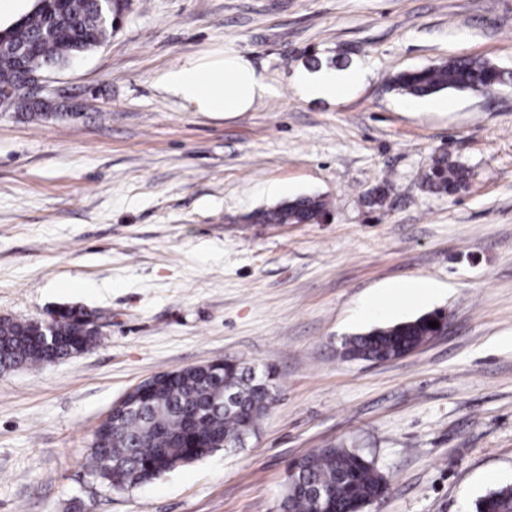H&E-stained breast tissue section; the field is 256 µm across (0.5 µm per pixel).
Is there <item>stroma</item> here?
Returning a JSON list of instances; mask_svg holds the SVG:
<instances>
[{
    "mask_svg": "<svg viewBox=\"0 0 512 512\" xmlns=\"http://www.w3.org/2000/svg\"><path fill=\"white\" fill-rule=\"evenodd\" d=\"M228 49L272 87L249 111L161 87L179 59ZM452 58L512 70V0H130L104 45L50 74L72 116L0 114V317L69 304L100 324L88 351L0 374V512H279L293 459L328 446L387 479L366 512H475L512 484V86H387ZM315 60L366 75L305 100L291 78ZM443 152L471 171L451 197L423 184ZM308 194L323 221L249 219ZM418 279L430 302L355 319ZM436 310L445 332L411 355H342ZM224 359L276 375L245 447L121 493L92 478L93 434L126 391Z\"/></svg>",
    "mask_w": 512,
    "mask_h": 512,
    "instance_id": "stroma-1",
    "label": "stroma"
}]
</instances>
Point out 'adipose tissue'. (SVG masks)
<instances>
[{"mask_svg": "<svg viewBox=\"0 0 512 512\" xmlns=\"http://www.w3.org/2000/svg\"><path fill=\"white\" fill-rule=\"evenodd\" d=\"M359 78L356 72L342 79L333 75L314 79L300 73L294 83L300 96L335 100L343 97L348 87ZM160 83L184 106L198 112H245L269 93L268 84L237 52L209 60L183 58L161 75Z\"/></svg>", "mask_w": 512, "mask_h": 512, "instance_id": "adipose-tissue-1", "label": "adipose tissue"}]
</instances>
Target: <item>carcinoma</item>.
<instances>
[{
    "label": "carcinoma",
    "instance_id": "obj_1",
    "mask_svg": "<svg viewBox=\"0 0 512 512\" xmlns=\"http://www.w3.org/2000/svg\"><path fill=\"white\" fill-rule=\"evenodd\" d=\"M112 33V25L96 17L95 0H67L65 9L52 13H29L15 32L14 41L31 44L33 51L21 58L10 47L0 48V89L18 86L31 71L66 66L73 56L99 47ZM503 83L512 84V71H503L487 60L454 58L438 65L401 71L389 85L398 93L415 98L444 90L490 93ZM13 109L26 119L46 116L43 106L24 96ZM469 170L442 154L434 158L425 175V185L434 194L454 195L465 189ZM327 213L319 196H297L250 215L258 224H312ZM84 309H60L56 346L48 350L34 341L32 320L0 317V366L46 365L61 360L78 348H88L92 339H82ZM441 319L428 313L414 320L372 328L346 338L345 352L352 359L390 360L408 348L425 343L433 328L428 322ZM211 376L193 367L149 392L144 406L118 416L93 439L88 468L92 477L114 490H127L157 473L204 458L214 451L236 449L253 433L275 397L261 389L267 382L277 391L273 371L253 375V368L236 360H217ZM327 490V502L318 507L309 493ZM388 483L362 453L347 448H317L301 458L295 484L287 490L281 512H365L367 504L386 495ZM512 512V485L489 491L476 503V512Z\"/></svg>",
    "mask_w": 512,
    "mask_h": 512
}]
</instances>
